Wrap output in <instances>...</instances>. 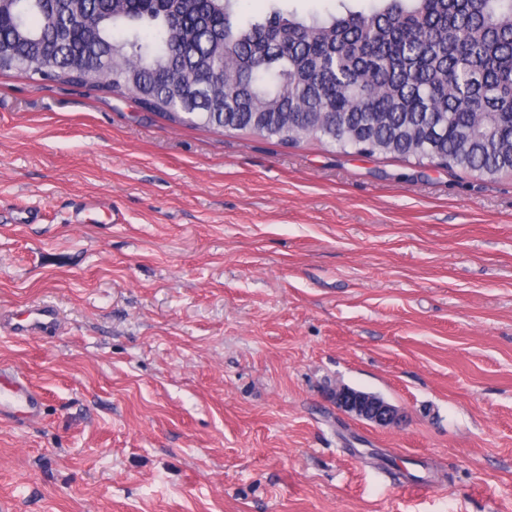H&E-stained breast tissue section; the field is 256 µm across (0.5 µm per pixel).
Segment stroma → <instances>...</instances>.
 <instances>
[{
  "label": "stroma",
  "instance_id": "35a3bbf8",
  "mask_svg": "<svg viewBox=\"0 0 512 512\" xmlns=\"http://www.w3.org/2000/svg\"><path fill=\"white\" fill-rule=\"evenodd\" d=\"M101 197L123 223H72ZM43 303L56 333L0 326L44 397L0 419L7 512H512L511 178L7 73L0 315ZM336 408L377 425H388L398 418V409L387 401L348 386H336L330 391Z\"/></svg>",
  "mask_w": 512,
  "mask_h": 512
}]
</instances>
